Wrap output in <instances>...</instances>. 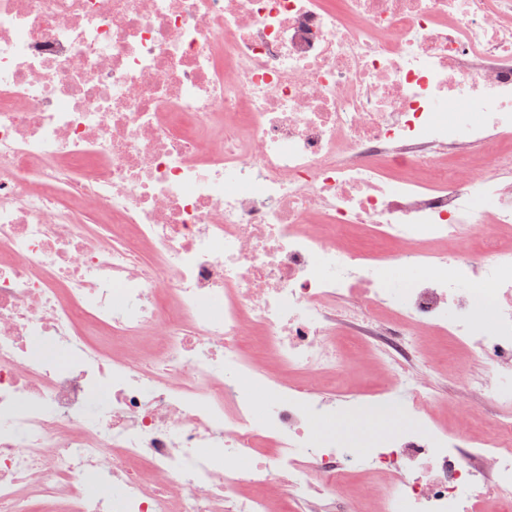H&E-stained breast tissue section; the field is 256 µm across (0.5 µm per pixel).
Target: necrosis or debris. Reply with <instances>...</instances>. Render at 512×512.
<instances>
[{"label":"necrosis or debris","instance_id":"obj_1","mask_svg":"<svg viewBox=\"0 0 512 512\" xmlns=\"http://www.w3.org/2000/svg\"><path fill=\"white\" fill-rule=\"evenodd\" d=\"M431 333L494 365L450 428ZM365 361L392 388L321 395ZM355 412L406 424L350 447ZM481 503L512 505V0H0V512Z\"/></svg>","mask_w":512,"mask_h":512}]
</instances>
